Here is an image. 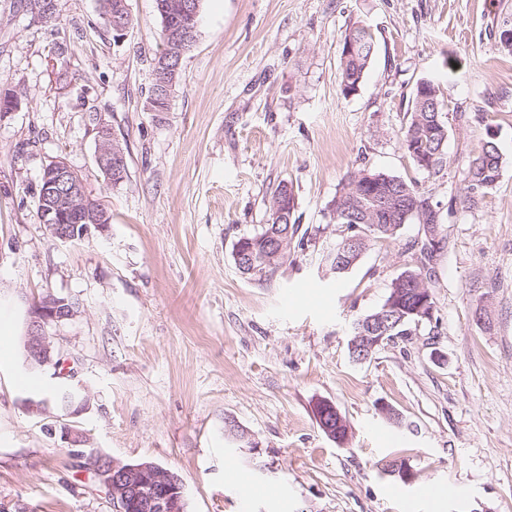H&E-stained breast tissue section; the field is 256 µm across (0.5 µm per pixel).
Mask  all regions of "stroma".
Wrapping results in <instances>:
<instances>
[{"label":"stroma","instance_id":"1","mask_svg":"<svg viewBox=\"0 0 512 512\" xmlns=\"http://www.w3.org/2000/svg\"><path fill=\"white\" fill-rule=\"evenodd\" d=\"M0 0V512H115L59 436L43 388L25 389L22 336L48 292L81 304L53 328L88 395L75 420L90 449L174 471L186 512H399L396 488L445 484L421 512H512V53L497 31L512 0H202L168 111L149 109L162 23L128 0L114 36L98 0H58L54 25ZM368 25L377 52L344 95L346 29ZM448 103L440 172L417 169L401 128L418 82ZM127 148L107 185L100 128ZM493 141L497 185L464 202L475 149ZM63 158L111 213L81 240L54 242L36 215L44 165ZM362 169L415 181L442 215L428 286L436 310L409 335L352 360L351 323L414 267L423 225L368 249L345 274L328 256L346 235L327 206ZM299 229L264 277L232 248L268 221L279 184ZM348 427L339 445L314 407ZM248 444H241V437ZM407 463L412 482L387 473ZM251 472L248 489L235 473ZM318 403L316 413H318L321 429L336 444H344L348 437V428L342 415L331 403L326 401Z\"/></svg>","mask_w":512,"mask_h":512}]
</instances>
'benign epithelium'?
Here are the masks:
<instances>
[{
  "label": "benign epithelium",
  "mask_w": 512,
  "mask_h": 512,
  "mask_svg": "<svg viewBox=\"0 0 512 512\" xmlns=\"http://www.w3.org/2000/svg\"><path fill=\"white\" fill-rule=\"evenodd\" d=\"M127 12V0H120L112 11V28L119 37L127 32ZM194 31L195 28L189 26L167 34L165 53L160 61L153 64L152 83L166 91L173 88L175 73L189 46L196 40ZM114 150H119V147L112 146L110 130L100 128L96 161L109 179L112 178V168L105 166L104 159L105 154ZM44 195L42 223L49 227L54 240L66 243L88 235L89 225L85 221L93 216L92 199L78 174L66 161L57 159L55 164L46 168ZM383 209L390 219L400 220L403 213L400 195L394 192L388 195ZM409 292L420 296L414 313L423 318L432 317L434 304L431 296L423 295L421 288H411ZM79 313V304L67 296L48 292L37 300L22 343L24 362L28 367L43 369L55 365L60 351L56 349L49 329L73 320ZM398 316L395 307L388 304L376 317L362 319L355 324L356 336L350 348L356 361L367 360L372 351L385 342ZM316 413L328 438L338 445L344 444L348 428L336 407L321 401ZM61 439L67 447L74 449L75 456L88 459L99 488L112 500L118 512H125L130 501L135 503L139 512H183L184 488L180 486L178 477L164 466L145 460L124 463L96 452L87 453L81 450L85 441L68 427L62 429Z\"/></svg>",
  "instance_id": "1"
}]
</instances>
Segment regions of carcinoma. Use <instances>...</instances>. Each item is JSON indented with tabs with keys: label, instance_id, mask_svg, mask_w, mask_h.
<instances>
[{
	"label": "carcinoma",
	"instance_id": "1",
	"mask_svg": "<svg viewBox=\"0 0 512 512\" xmlns=\"http://www.w3.org/2000/svg\"><path fill=\"white\" fill-rule=\"evenodd\" d=\"M345 37L355 40L356 47L353 54L340 57L341 86L344 94L355 91L371 62L376 50V41L371 29L360 23H353L345 32ZM440 103L442 113L435 114V103ZM448 111V104L444 97L439 95L437 100L419 97L414 92L410 111L407 112L406 121L402 131V145L407 154H412V148L417 147L433 158L432 169L440 168L445 163V144L448 138V127L443 119V113ZM439 121H434V118ZM501 168L500 155L496 145L491 141L482 143L476 150L467 170L466 193L464 203L475 206L489 193L490 188L475 190V183L487 179V175ZM369 175L374 180L356 179L351 176L348 182L336 193L329 204L330 214L338 224H344L350 230V236L367 235L368 242L362 249L350 250L346 258L355 263L364 251L371 246L393 238L401 228L399 224H390L384 219V213L371 202L370 197H378L386 192L388 183L383 179L385 173L371 171ZM399 193L406 202L408 216L405 223L417 222L419 224H440V210L432 208L423 191L414 181L400 179L397 186ZM295 207L294 195L288 185L283 184L272 196L268 211L270 223L262 224L250 233L241 235L233 245V254L241 256L236 262L238 270L244 275L263 276L275 269L282 260L288 256L290 247L298 231V225L290 223ZM383 227L377 232L372 226ZM279 232L287 239L285 247L272 245L269 233ZM407 282L395 278L392 282L391 292L385 303H391L405 312L408 316L403 325L425 322V319L412 314L418 303L419 295H411L406 289L411 287L429 290L422 279V267L406 269L403 271Z\"/></svg>",
	"mask_w": 512,
	"mask_h": 512
}]
</instances>
